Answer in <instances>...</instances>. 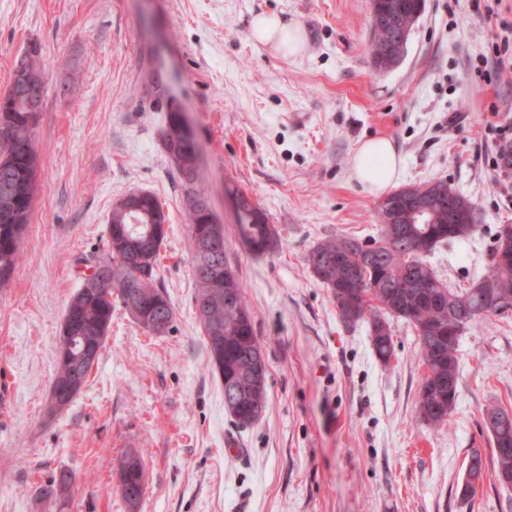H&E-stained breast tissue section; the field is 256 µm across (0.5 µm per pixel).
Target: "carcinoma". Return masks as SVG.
<instances>
[{
	"label": "carcinoma",
	"instance_id": "cac0c4a2",
	"mask_svg": "<svg viewBox=\"0 0 512 512\" xmlns=\"http://www.w3.org/2000/svg\"><path fill=\"white\" fill-rule=\"evenodd\" d=\"M371 57H376L392 43L394 32L388 28L371 29ZM19 80L13 72L5 95L0 97V126L9 134L0 137V288L5 287L23 260L24 232L29 223L33 200L38 190L39 156L35 149L34 129L37 118L28 110L25 98L13 95ZM27 82L30 98L43 100L45 85L39 58L27 62ZM178 155L171 159L184 195H205L199 185V173L185 177ZM414 207L428 200L436 212L432 224H406L404 234L395 235L392 225L380 223L376 237L337 235L311 248L306 264L317 258H329L316 279L332 291L339 317L348 326L365 322L370 327L373 352L378 361L390 364L394 342L378 333V322L384 306L399 302V319L415 329L424 366L417 393V418L429 426L444 425L455 409L457 394H448V381H458L459 340L449 341L448 326L464 331L469 325L487 320L492 313L484 311L486 299L503 294L512 295V263L503 265L491 259L485 279L495 284L481 290L470 284L467 288H451L436 275L425 257L439 245L463 241L481 228L473 204L442 180L424 185H407L393 191ZM453 206L459 220L448 225V206ZM142 215L135 224L130 213L117 204L112 206L108 237L102 253L91 264L92 273L67 304L63 322L76 326L84 339L102 350L112 324L114 304L125 310L141 307L142 319L137 321L144 330L161 334L172 323L175 313L172 302L160 284V251L169 233V216L162 203L152 193L141 192ZM186 220L191 241L192 275L195 283L194 305L204 303L207 322L198 323L206 339L211 372L224 384V409L232 421L249 427L257 423L267 401V382H257L250 371L253 349L258 343L253 317L248 305L245 286L230 266L226 247L210 255H200L198 240L205 231L201 215L186 208ZM239 235L244 243L253 245L254 254L271 253L279 248L278 234L260 207L247 212L237 211ZM149 237L150 249L133 267L129 264L131 249L144 237ZM219 277L221 288L205 285L206 276ZM449 294L451 306L440 303ZM163 315L164 325L155 324L156 315ZM93 363L81 359H57V371L52 389L69 384L75 388L65 395L69 406L88 382ZM117 487L124 502L127 491L144 478L140 457L125 452L119 459ZM75 477L62 471L53 481L51 491L65 498Z\"/></svg>",
	"mask_w": 512,
	"mask_h": 512
}]
</instances>
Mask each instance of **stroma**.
<instances>
[{
	"label": "stroma",
	"mask_w": 512,
	"mask_h": 512,
	"mask_svg": "<svg viewBox=\"0 0 512 512\" xmlns=\"http://www.w3.org/2000/svg\"><path fill=\"white\" fill-rule=\"evenodd\" d=\"M493 3L427 0L403 61L380 73L371 0H0V93L32 41L46 86L25 260L0 290V512H128L115 478L127 451L144 466L138 512H512L483 419L486 407L512 408V312L462 333L457 405L433 429L416 417L424 367L412 326L392 321L395 359L382 365L368 324L346 326L305 264L326 238L378 234L379 197L352 165L365 140L386 137L402 158L396 186L446 181L482 224L429 256L436 274L464 288L488 273L495 232L512 224V170L497 166L495 140L512 126V69L491 64L512 0L491 16ZM263 13L300 24V53L254 40ZM156 74L195 135L264 347L267 404L247 428L226 414L196 326ZM236 187L275 225V253L242 243ZM133 191L169 215L160 263L174 320L156 335L115 306L87 384L51 412L67 303L102 251L113 203ZM228 435L245 460L226 453ZM475 452L484 477L466 497ZM63 470L75 483L61 500L49 488Z\"/></svg>",
	"instance_id": "1"
}]
</instances>
